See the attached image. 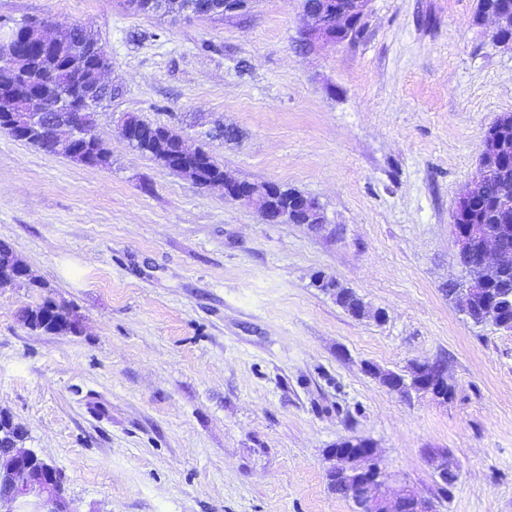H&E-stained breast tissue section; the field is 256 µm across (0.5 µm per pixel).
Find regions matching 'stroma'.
<instances>
[{
  "label": "stroma",
  "mask_w": 512,
  "mask_h": 512,
  "mask_svg": "<svg viewBox=\"0 0 512 512\" xmlns=\"http://www.w3.org/2000/svg\"><path fill=\"white\" fill-rule=\"evenodd\" d=\"M478 4L371 0L357 38L304 51L302 0L232 18L0 0V35L30 18L89 25L123 90L95 130L104 167L0 130V242L38 279L0 287V412L75 512H352L326 452L354 438L436 512H512V331L448 295L467 277L451 214L512 113V50ZM124 113L234 178L315 198L326 229L264 223L164 167L123 137ZM217 122L236 138L206 139ZM320 275L383 320L350 315ZM48 299L76 333L23 324ZM436 360L445 404L372 375ZM430 448L458 463L452 487ZM53 306L58 307V309L60 310L62 323L59 324L56 327V329L53 330L49 329L47 326L42 328L38 322L39 312L41 310H49V308ZM24 311V321L32 330H39L50 334H66L67 332L75 331L78 326V319L72 311H69L64 307L59 306L53 300L50 299L43 302L40 306H37L35 308H26L24 309ZM428 459L436 478L443 487L453 484H448V480L455 481L458 478V465L448 457L447 449L430 448L428 450Z\"/></svg>",
  "instance_id": "obj_1"
}]
</instances>
